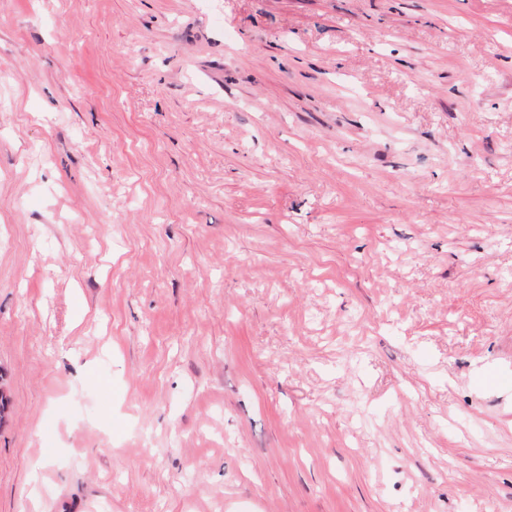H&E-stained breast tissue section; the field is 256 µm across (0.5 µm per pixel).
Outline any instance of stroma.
Segmentation results:
<instances>
[{"label": "stroma", "mask_w": 512, "mask_h": 512, "mask_svg": "<svg viewBox=\"0 0 512 512\" xmlns=\"http://www.w3.org/2000/svg\"><path fill=\"white\" fill-rule=\"evenodd\" d=\"M0 512H512V0H0Z\"/></svg>", "instance_id": "obj_1"}]
</instances>
